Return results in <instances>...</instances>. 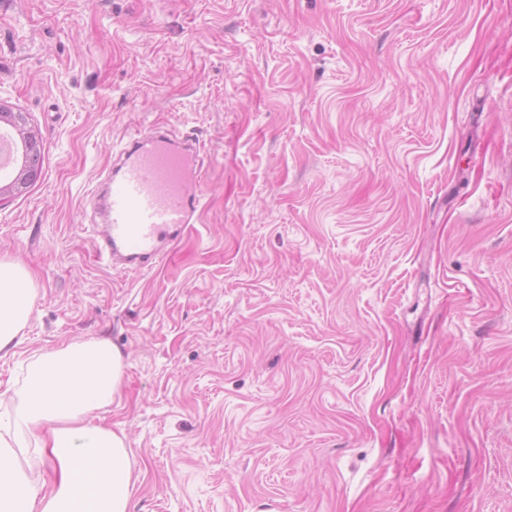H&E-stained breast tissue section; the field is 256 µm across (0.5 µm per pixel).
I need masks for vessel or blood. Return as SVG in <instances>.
<instances>
[{
  "mask_svg": "<svg viewBox=\"0 0 512 512\" xmlns=\"http://www.w3.org/2000/svg\"><path fill=\"white\" fill-rule=\"evenodd\" d=\"M201 145L158 126L119 149L91 191L102 219L99 260L139 270L162 256L159 244L200 217L205 172Z\"/></svg>",
  "mask_w": 512,
  "mask_h": 512,
  "instance_id": "b4317fda",
  "label": "vessel or blood"
}]
</instances>
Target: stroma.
I'll return each instance as SVG.
<instances>
[{"label": "stroma", "instance_id": "stroma-1", "mask_svg": "<svg viewBox=\"0 0 512 512\" xmlns=\"http://www.w3.org/2000/svg\"><path fill=\"white\" fill-rule=\"evenodd\" d=\"M0 104L21 350L121 353L132 512H512V0H0ZM155 124L200 222L126 273L88 190ZM38 175L37 170L29 169L23 161L14 179L0 186V206L8 203L18 192L24 189L27 182L38 178Z\"/></svg>", "mask_w": 512, "mask_h": 512}]
</instances>
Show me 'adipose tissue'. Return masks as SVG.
<instances>
[{
	"mask_svg": "<svg viewBox=\"0 0 512 512\" xmlns=\"http://www.w3.org/2000/svg\"><path fill=\"white\" fill-rule=\"evenodd\" d=\"M35 298L34 278L14 259L0 258V353L22 341ZM123 360L105 339L71 342L33 354L22 386L0 392V512H130L134 493L124 432L91 415L122 387ZM50 461V481L18 465L19 435Z\"/></svg>",
	"mask_w": 512,
	"mask_h": 512,
	"instance_id": "adipose-tissue-1",
	"label": "adipose tissue"
}]
</instances>
